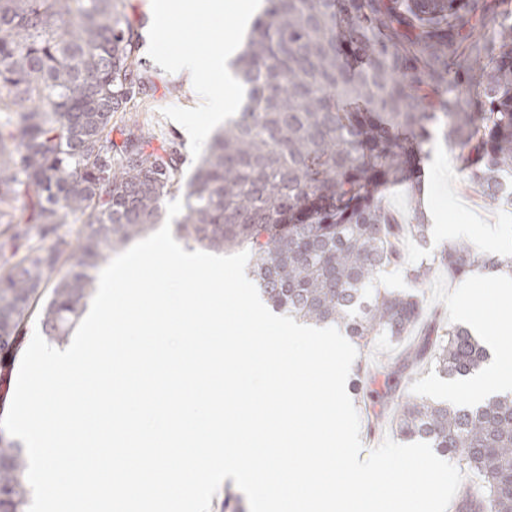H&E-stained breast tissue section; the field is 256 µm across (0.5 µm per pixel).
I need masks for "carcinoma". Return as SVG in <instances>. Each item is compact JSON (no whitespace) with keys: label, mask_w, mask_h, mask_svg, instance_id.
<instances>
[{"label":"carcinoma","mask_w":512,"mask_h":512,"mask_svg":"<svg viewBox=\"0 0 512 512\" xmlns=\"http://www.w3.org/2000/svg\"><path fill=\"white\" fill-rule=\"evenodd\" d=\"M232 63L245 98L182 185L181 157L138 121L149 82L121 0H0V370L40 309L42 332L67 341L91 271L162 218L183 191L181 237L240 247L277 312L337 326L361 349L400 344L423 318L411 293L382 287L401 265L422 283L439 265L462 277L512 272V250L486 256L458 239L399 263L394 242L431 233L421 165L438 130L464 183L512 207V23L489 0H267ZM119 132L120 140L112 137ZM402 183L407 223L382 190ZM19 195L31 199L15 214ZM75 238L49 234L67 220ZM490 358L471 329L448 323L378 370L386 392L421 363L447 377ZM395 433L449 457L464 475L456 512H512V393L478 405L409 398ZM21 447L0 435V512H26Z\"/></svg>","instance_id":"obj_1"}]
</instances>
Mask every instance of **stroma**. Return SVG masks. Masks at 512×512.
Returning a JSON list of instances; mask_svg holds the SVG:
<instances>
[{
    "label": "stroma",
    "mask_w": 512,
    "mask_h": 512,
    "mask_svg": "<svg viewBox=\"0 0 512 512\" xmlns=\"http://www.w3.org/2000/svg\"><path fill=\"white\" fill-rule=\"evenodd\" d=\"M151 0H125L124 11L129 22L139 34L138 54L142 68L152 85V92L144 109L139 114V120L145 126L152 128L159 142L174 143L181 153L184 176H191L197 165L193 159L179 126L174 121L163 116L162 111L169 106L193 108L199 105L200 98L194 91L191 80L186 76L175 73L169 74L157 66L148 55V31L152 21L150 10ZM423 203L426 213L436 211L445 216L444 223L434 225L427 247L421 248L411 243L403 244L407 262H419L423 251L440 252L455 240L453 231L457 224H476L484 227V235H471L470 240L480 251L493 252L512 248V209L504 208L491 211L484 208L480 202L467 193L452 162V152L443 139H436L430 147L427 160L423 162ZM382 284L398 291L421 295L428 309H439L445 314L446 320L456 321V300L464 289L480 288L485 293V308L487 312H495L499 302L497 290L500 286L498 276L492 274H473L462 280H451L446 269L434 267L425 283L407 280L400 271L393 270L383 274ZM424 326H417L414 332L407 336L402 345L391 346L383 344L375 347L370 354L362 358L361 369L351 372L348 391L355 407L360 410V438L364 451H371L392 432L391 413L374 417L371 412L363 411L362 399L356 388L361 378L369 377L379 366L400 353L402 347L418 344L423 335Z\"/></svg>",
    "instance_id": "stroma-1"
}]
</instances>
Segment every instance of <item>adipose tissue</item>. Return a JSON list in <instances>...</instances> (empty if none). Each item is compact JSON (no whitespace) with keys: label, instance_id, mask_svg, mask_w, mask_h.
<instances>
[{"label":"adipose tissue","instance_id":"obj_1","mask_svg":"<svg viewBox=\"0 0 512 512\" xmlns=\"http://www.w3.org/2000/svg\"><path fill=\"white\" fill-rule=\"evenodd\" d=\"M501 298L492 327L491 342L496 348V361L483 375L462 384L449 386L448 397L479 403L485 396L512 391V289H499Z\"/></svg>","mask_w":512,"mask_h":512}]
</instances>
